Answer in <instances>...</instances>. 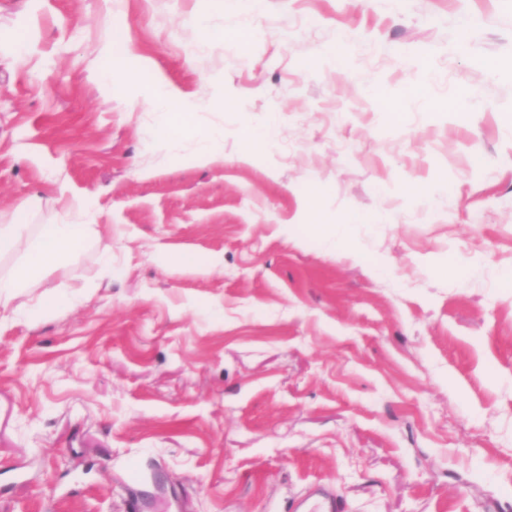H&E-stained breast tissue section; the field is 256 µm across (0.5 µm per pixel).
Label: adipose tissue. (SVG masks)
<instances>
[{"instance_id": "adipose-tissue-1", "label": "adipose tissue", "mask_w": 512, "mask_h": 512, "mask_svg": "<svg viewBox=\"0 0 512 512\" xmlns=\"http://www.w3.org/2000/svg\"><path fill=\"white\" fill-rule=\"evenodd\" d=\"M153 104L160 114L156 133L168 140L180 136L199 108L197 101L178 99L176 91L165 85L156 89ZM24 211V205H17L11 220H0V256H20L12 271L0 276V301L28 288L47 268L62 267L65 259L81 249L93 232L89 223L46 224L33 237L22 220Z\"/></svg>"}]
</instances>
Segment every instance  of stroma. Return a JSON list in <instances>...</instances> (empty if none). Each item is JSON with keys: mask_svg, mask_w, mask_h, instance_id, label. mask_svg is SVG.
I'll use <instances>...</instances> for the list:
<instances>
[{"mask_svg": "<svg viewBox=\"0 0 512 512\" xmlns=\"http://www.w3.org/2000/svg\"><path fill=\"white\" fill-rule=\"evenodd\" d=\"M160 81L203 102L174 144ZM22 202L97 233L0 309V512H512V0H0ZM277 145V127L274 120L259 127L248 128L243 138V156L254 153L272 154ZM198 154L202 158L223 157L224 131L213 129L198 142Z\"/></svg>", "mask_w": 512, "mask_h": 512, "instance_id": "obj_1", "label": "stroma"}]
</instances>
